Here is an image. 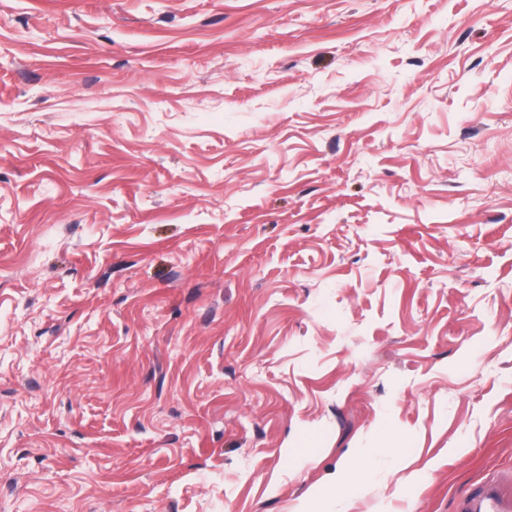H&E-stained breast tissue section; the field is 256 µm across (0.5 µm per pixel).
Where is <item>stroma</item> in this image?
Listing matches in <instances>:
<instances>
[{"mask_svg":"<svg viewBox=\"0 0 512 512\" xmlns=\"http://www.w3.org/2000/svg\"><path fill=\"white\" fill-rule=\"evenodd\" d=\"M451 512L512 474V0H0V512ZM367 459L366 453H359L352 455L342 464L341 480L347 497L349 492L360 489L368 471Z\"/></svg>","mask_w":512,"mask_h":512,"instance_id":"35a3bbf8","label":"stroma"}]
</instances>
